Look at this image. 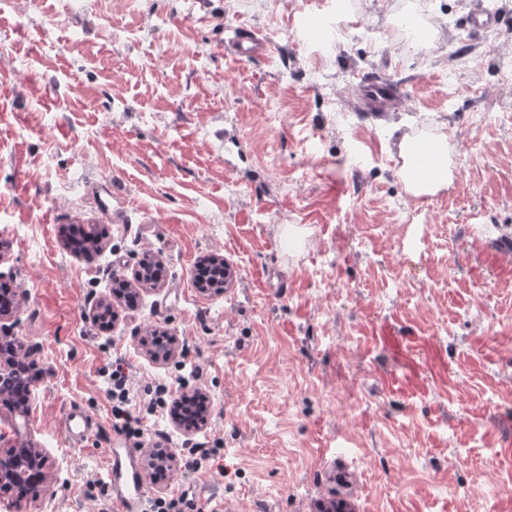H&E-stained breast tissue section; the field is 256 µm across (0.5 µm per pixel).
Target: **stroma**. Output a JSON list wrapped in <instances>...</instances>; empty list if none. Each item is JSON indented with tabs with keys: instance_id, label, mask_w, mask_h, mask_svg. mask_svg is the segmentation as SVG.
Wrapping results in <instances>:
<instances>
[{
	"instance_id": "obj_1",
	"label": "stroma",
	"mask_w": 512,
	"mask_h": 512,
	"mask_svg": "<svg viewBox=\"0 0 512 512\" xmlns=\"http://www.w3.org/2000/svg\"><path fill=\"white\" fill-rule=\"evenodd\" d=\"M0 0V284L27 297L15 331L33 344L27 434L51 463L23 512H119L104 449L110 375L122 366L143 446L176 456L148 498L194 512H512V0L498 25L459 28L467 0ZM313 12L315 56L290 32ZM444 27L446 48L394 37L402 16ZM367 35L337 40L355 18ZM244 27L273 53L239 59ZM466 47L470 79L453 82ZM377 73L399 112L373 120L337 101ZM448 137L452 179L414 202L399 144ZM112 181L115 222L90 192ZM426 223L407 231L408 212ZM93 224L89 265L66 230ZM162 262L134 309L112 293L144 254ZM236 275L202 290L199 262ZM112 301L115 322L96 320ZM174 336L153 360L143 340ZM204 392L208 421L148 411L158 386ZM98 426L74 448L72 406Z\"/></svg>"
}]
</instances>
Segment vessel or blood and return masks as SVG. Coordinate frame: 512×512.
<instances>
[{"mask_svg": "<svg viewBox=\"0 0 512 512\" xmlns=\"http://www.w3.org/2000/svg\"><path fill=\"white\" fill-rule=\"evenodd\" d=\"M499 22L496 12L490 10L484 0H474L464 16L462 27L476 34ZM231 41L238 57L250 59L270 52L268 41L257 38L245 30L234 31ZM405 96L389 78L374 74L362 78L354 100L357 111L378 119L388 117L400 109ZM93 416L82 408L72 409L62 421V433L72 445H81L93 430ZM112 484V498L121 512H141L146 492L140 477L141 461L135 449L127 447L121 438H114L111 448L105 451Z\"/></svg>", "mask_w": 512, "mask_h": 512, "instance_id": "vessel-or-blood-1", "label": "vessel or blood"}]
</instances>
